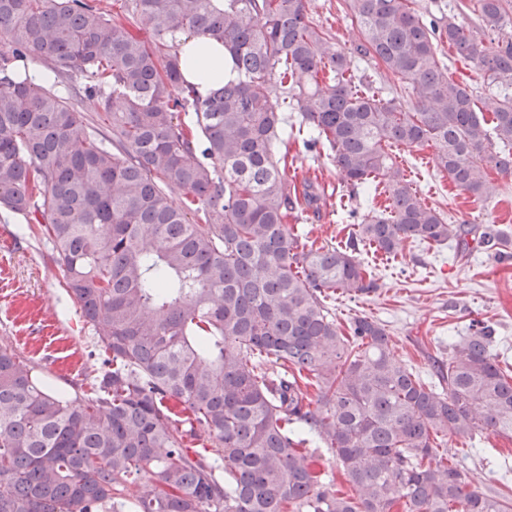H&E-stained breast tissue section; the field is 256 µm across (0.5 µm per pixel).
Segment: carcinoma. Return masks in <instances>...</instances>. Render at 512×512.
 Wrapping results in <instances>:
<instances>
[{"mask_svg":"<svg viewBox=\"0 0 512 512\" xmlns=\"http://www.w3.org/2000/svg\"><path fill=\"white\" fill-rule=\"evenodd\" d=\"M347 2L363 36L349 52L307 0H128L126 16L94 0H0V210L40 226L105 356L93 395L69 394L0 344V512H512L440 450L512 434L492 330L475 322L449 343L433 383L395 359L381 324L344 328L329 307L376 288L361 245L512 257L492 222L448 223L386 151L429 144L457 188L491 199L490 172L512 175V33L491 51L409 0ZM478 2L487 25H512L508 0ZM176 31L224 43L223 89L203 99L185 81ZM445 38L500 98L481 108L448 77ZM356 57L408 99L358 89ZM35 61L84 77L108 132L32 82ZM290 134L331 157L349 198L386 195L343 245L289 231L319 200L281 167ZM309 444L335 452L350 492ZM145 474L153 488L138 492Z\"/></svg>","mask_w":512,"mask_h":512,"instance_id":"carcinoma-1","label":"carcinoma"}]
</instances>
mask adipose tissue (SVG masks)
<instances>
[{"label":"adipose tissue","instance_id":"adipose-tissue-1","mask_svg":"<svg viewBox=\"0 0 512 512\" xmlns=\"http://www.w3.org/2000/svg\"><path fill=\"white\" fill-rule=\"evenodd\" d=\"M181 68L185 80L200 96L207 97L224 86V45L203 37L188 39L182 46Z\"/></svg>","mask_w":512,"mask_h":512}]
</instances>
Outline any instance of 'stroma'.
Wrapping results in <instances>:
<instances>
[{
  "label": "stroma",
  "mask_w": 512,
  "mask_h": 512,
  "mask_svg": "<svg viewBox=\"0 0 512 512\" xmlns=\"http://www.w3.org/2000/svg\"><path fill=\"white\" fill-rule=\"evenodd\" d=\"M471 0H413L424 18H455L496 46L498 36L485 30L470 8ZM309 13L332 33L338 45L350 49L361 38L352 22L346 0H309ZM438 53L450 78L467 83L476 98H493L490 86L472 63L448 44ZM408 180L422 199L442 211L451 223L493 221L512 240V176L498 177V196L489 203H472L437 168L436 150L425 146L393 150ZM286 175L289 182L310 180L324 193L316 207L289 218V228L307 235L316 245L335 246L351 230L348 210L340 196L341 180L330 159L313 155L301 144L290 143ZM51 245L30 232L18 214L0 221V343L11 345L24 359L38 364L55 387H81L91 393L101 355L91 329L80 317L77 304L64 287L63 270L49 260ZM378 281L376 292L337 294L330 307L340 324L357 315L382 323L391 337L395 358L432 377L436 361L447 358L449 339L467 335L473 322L491 325L493 351L502 368L512 367V264L483 252L466 253L455 244L427 245L404 241L394 257L365 249L360 253ZM473 485L487 493L512 498V435L483 439L476 449L449 438Z\"/></svg>",
  "instance_id": "stroma-1"
}]
</instances>
